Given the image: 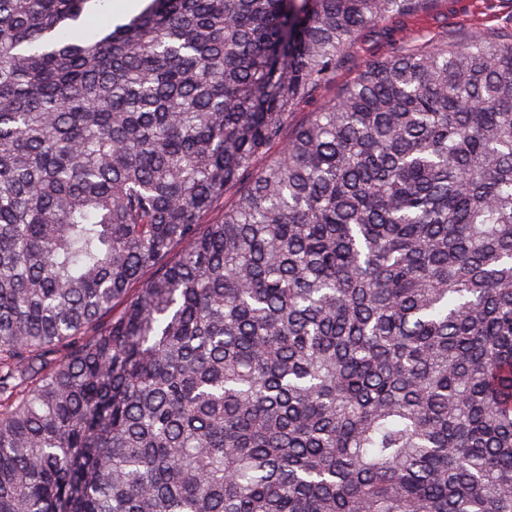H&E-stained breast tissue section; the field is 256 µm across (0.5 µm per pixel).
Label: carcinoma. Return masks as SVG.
I'll return each instance as SVG.
<instances>
[{
	"instance_id": "obj_1",
	"label": "carcinoma",
	"mask_w": 512,
	"mask_h": 512,
	"mask_svg": "<svg viewBox=\"0 0 512 512\" xmlns=\"http://www.w3.org/2000/svg\"><path fill=\"white\" fill-rule=\"evenodd\" d=\"M87 2L0 0V512H512V37L288 134L423 0ZM104 2H112V7L102 10L99 1H90L86 4L85 9L78 23V30L83 31L86 38H93L95 35L100 37L105 35L109 30L113 29L117 23L112 13L119 12L134 5L138 0H103Z\"/></svg>"
}]
</instances>
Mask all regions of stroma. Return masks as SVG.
Listing matches in <instances>:
<instances>
[{"instance_id": "35a3bbf8", "label": "stroma", "mask_w": 512, "mask_h": 512, "mask_svg": "<svg viewBox=\"0 0 512 512\" xmlns=\"http://www.w3.org/2000/svg\"><path fill=\"white\" fill-rule=\"evenodd\" d=\"M476 31L512 32V0H430L421 11L384 20L351 40L338 58L331 82L304 99L290 122H303L308 113L327 105L366 65L393 55L405 42L432 47L451 38L461 43Z\"/></svg>"}]
</instances>
